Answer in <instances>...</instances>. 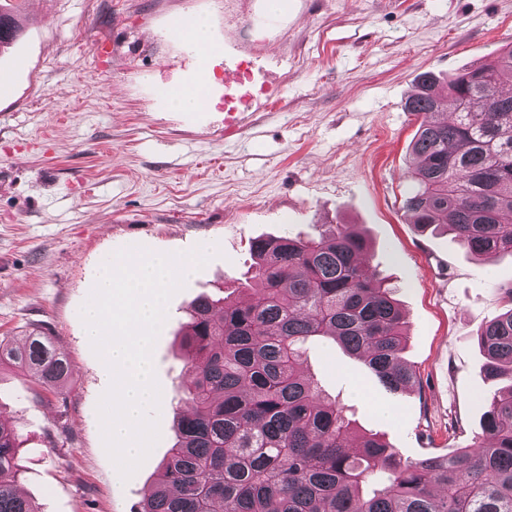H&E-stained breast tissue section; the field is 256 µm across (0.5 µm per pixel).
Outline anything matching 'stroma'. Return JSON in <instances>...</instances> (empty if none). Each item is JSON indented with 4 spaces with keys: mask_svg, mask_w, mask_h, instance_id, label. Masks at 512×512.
<instances>
[{
    "mask_svg": "<svg viewBox=\"0 0 512 512\" xmlns=\"http://www.w3.org/2000/svg\"><path fill=\"white\" fill-rule=\"evenodd\" d=\"M198 16L225 50L208 62L210 107L179 112L155 89L195 78L175 22ZM20 22L0 50L15 82L0 99V339L45 326L74 366L54 394L0 372V415L22 441L17 482L42 512H137L187 409L189 305L245 282L254 239L334 224L369 239L416 380L392 393L326 341L312 344L308 375L402 458L472 447L494 392L477 332L504 310L512 256L481 261L408 220L418 121L405 103L419 73L445 81L512 43V0H288L276 17L266 0H34ZM244 66L259 93L230 115ZM131 246L213 257L167 306L152 352L160 438L124 481L104 449L97 405L111 381L81 308Z\"/></svg>",
    "mask_w": 512,
    "mask_h": 512,
    "instance_id": "35a3bbf8",
    "label": "stroma"
}]
</instances>
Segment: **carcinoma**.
I'll return each instance as SVG.
<instances>
[{
  "label": "carcinoma",
  "mask_w": 512,
  "mask_h": 512,
  "mask_svg": "<svg viewBox=\"0 0 512 512\" xmlns=\"http://www.w3.org/2000/svg\"><path fill=\"white\" fill-rule=\"evenodd\" d=\"M20 33L0 8V48ZM512 46L444 87L425 72L407 111L413 190L404 209L421 231L444 226L479 256L512 255ZM453 106L450 118L440 111ZM350 224L315 237L252 241L249 281L233 298H196L182 359L191 411L138 512H512V289L481 324L486 372L508 384L484 399L481 442L405 460L377 434L358 435L344 407L303 370L321 338L362 360L389 391L412 386L405 322ZM61 389L72 374L47 329L0 340V368ZM18 432L0 418V512H41L17 486Z\"/></svg>",
  "instance_id": "obj_1"
}]
</instances>
